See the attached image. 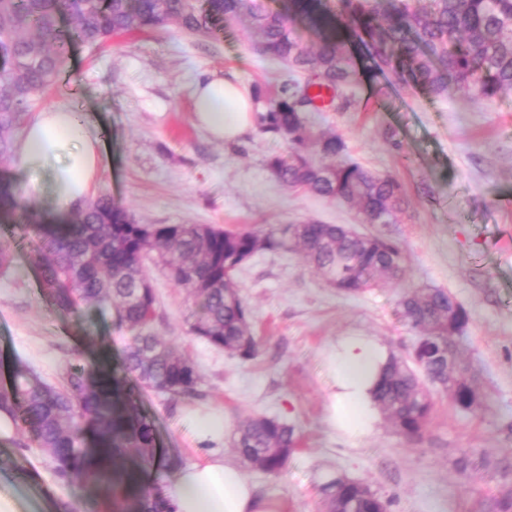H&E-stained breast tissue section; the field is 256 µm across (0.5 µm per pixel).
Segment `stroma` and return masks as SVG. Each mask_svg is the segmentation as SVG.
I'll use <instances>...</instances> for the list:
<instances>
[{
    "label": "stroma",
    "instance_id": "stroma-1",
    "mask_svg": "<svg viewBox=\"0 0 512 512\" xmlns=\"http://www.w3.org/2000/svg\"><path fill=\"white\" fill-rule=\"evenodd\" d=\"M349 50L360 79L346 90L347 104L309 113L308 121L314 133L343 139L345 159L399 180L406 204L389 226L361 223L347 205L281 185L266 160L286 151L283 140L255 132L227 144L195 126V79L235 73L267 94L289 76L286 64L252 50L244 25L225 28L217 40L171 25L99 47L75 45L38 102L76 107L101 130L104 161L92 194L110 197L138 223L262 234L288 224H346L390 234L408 256L401 281L346 296L296 250L258 252L237 273L258 348L249 361L194 336L189 291L147 265L159 307L154 330L194 362L200 380L196 396L174 401L119 374L120 388L155 428V459L141 477L151 487L196 459L190 410L220 412L232 431L266 415L292 425L301 441L279 475L246 471L277 512H324L321 487L338 476L366 482L390 499V512H485L503 491L500 479L460 471L456 461L469 450L512 460V93L489 102L460 91L431 98L368 69L358 43ZM38 240L32 225L0 227V245L13 256L0 274V387L17 369L61 386L69 367L119 358L131 341L109 313L54 310L29 260ZM414 288L443 289L468 310L456 348L478 380L483 407L460 412L437 390L420 435L403 436L381 416L372 432L349 438L326 420L333 389L326 352L339 337L361 334L408 357L418 333L398 301ZM1 498L16 512H109L95 486L58 481L48 455L11 424L0 427Z\"/></svg>",
    "mask_w": 512,
    "mask_h": 512
}]
</instances>
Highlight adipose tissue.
<instances>
[{
    "label": "adipose tissue",
    "mask_w": 512,
    "mask_h": 512,
    "mask_svg": "<svg viewBox=\"0 0 512 512\" xmlns=\"http://www.w3.org/2000/svg\"><path fill=\"white\" fill-rule=\"evenodd\" d=\"M259 108L248 89L233 74H213L197 81L193 114L210 137L234 143L254 128ZM103 162V145L96 125L67 106L36 113L26 124L11 161L28 199L50 192L54 216L67 218L87 199ZM336 387L329 420L348 434L367 433L377 416L373 389L388 355L367 336H346L329 353ZM203 446L198 458L161 484L169 512H273L259 500L242 469L224 457L226 426L222 414L193 416Z\"/></svg>",
    "instance_id": "obj_1"
}]
</instances>
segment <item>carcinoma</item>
<instances>
[{"mask_svg":"<svg viewBox=\"0 0 512 512\" xmlns=\"http://www.w3.org/2000/svg\"><path fill=\"white\" fill-rule=\"evenodd\" d=\"M311 12L310 0H291L286 12L270 9L266 0H0V164L11 160L25 115L59 79L73 42L97 46L114 35L162 30L171 23L217 40L244 15L259 54L307 73L300 87L292 78L284 81L258 114L260 133L288 143L285 153L267 158L270 174L290 189L347 202L367 224H396L403 211L402 185L391 175L341 160L344 141L312 131L306 111L318 107L310 89L338 92L357 84L348 28L373 69L392 84L410 82L435 98L456 90L488 101L511 92L512 0H336L334 12L317 18ZM298 20L322 27L317 42L308 45L296 33ZM311 146L320 159L313 160ZM18 208L16 190L0 182V222ZM39 230L41 242L30 261L43 294L62 311L81 305L112 309L132 332L120 370L143 385L177 399L195 395L199 379L194 364L154 331L158 301L143 294L150 282L143 260L152 254L193 296L194 335L243 360L256 355L250 310L235 275L257 248L274 250L283 240L209 224L144 227L106 196L77 207L65 223L42 224ZM294 246L345 295L386 279L399 281L406 269L402 247L386 234L363 239L338 234L330 224L308 223ZM399 307L428 341L421 350L424 376L407 359L391 356L374 399L398 432L415 436L432 413V389L451 391L448 353L456 350H448V312L456 310L465 323L469 313L436 288L406 293ZM0 412L48 453L58 480L85 479L108 495L115 512L126 503L140 512H166L164 498L142 484L135 470L117 468L129 455L143 467L151 465L155 430L121 394L111 368H74L61 388L33 384L18 371L10 386L0 389ZM296 444L294 427L268 416L242 421L233 439L242 462L269 475L285 467ZM322 494L328 512H388L389 501L355 483L331 479Z\"/></svg>","mask_w":512,"mask_h":512,"instance_id":"obj_1","label":"carcinoma"}]
</instances>
